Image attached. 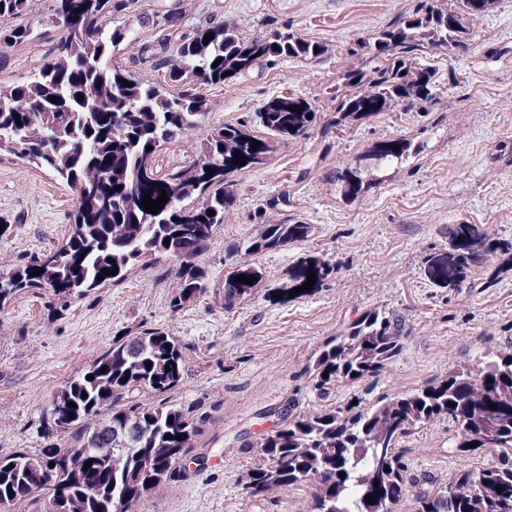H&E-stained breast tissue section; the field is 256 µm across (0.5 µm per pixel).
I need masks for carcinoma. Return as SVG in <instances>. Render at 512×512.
Returning <instances> with one entry per match:
<instances>
[{
    "mask_svg": "<svg viewBox=\"0 0 512 512\" xmlns=\"http://www.w3.org/2000/svg\"><path fill=\"white\" fill-rule=\"evenodd\" d=\"M30 2L0 0V41L18 46L31 39L30 25H4L27 14ZM55 2L53 16L65 19L76 11L96 26L63 33L53 59L29 79L0 88V101L10 104L0 111V137L8 140L0 149L65 180L79 205L54 254L0 273V309L32 289L83 298L125 280L141 264L174 259L170 307L177 311L205 289L197 259L234 205L230 177L263 163L277 141L306 134L318 118L310 100L287 94L255 113L264 137L244 122L207 128L200 122L206 114L203 87L230 83L264 61L316 58L323 47L280 30L246 39L228 22L198 28L190 37L179 33V17L167 12L156 16V25L167 34L142 53L153 59L172 52L162 60L169 64L168 79L187 89L169 96L162 86L114 64L115 50L131 39L133 30L112 24V16L129 8V0ZM493 2L456 0L451 8L424 0L416 17L357 43L352 51L356 65L336 84L332 126L340 130L399 103L432 100L434 72L417 62V51L425 46L466 48L467 21ZM219 57L222 62L214 64ZM198 73L202 81L195 84L191 77ZM193 130L201 133L200 154L159 169L161 147ZM255 140L260 146L250 147ZM409 148L402 140L379 143L372 156L399 161ZM238 155L244 164H233ZM364 159L361 155L355 164L336 169V183L348 201L369 188L361 177ZM163 191L167 202L158 213L144 209L145 195L155 200ZM311 232L312 226L300 221L264 224L246 245L234 246L245 257L224 276V309L253 299L264 280L248 256L303 241ZM448 238V248L428 259L429 276L441 288L460 287L473 266L496 254L512 261V242L492 237L481 224H456ZM38 269L42 274L32 275ZM104 269L109 274L100 280ZM330 271L329 263L304 258L293 273L294 286H302L311 273L318 285ZM241 274L252 284L235 281ZM406 338L400 317L365 312L347 332L327 341L307 368L313 388L325 400L340 383L380 375ZM184 370L183 346L159 328L113 341L48 402L46 416L66 433L68 443L36 456L19 451L0 458V512L22 505L30 512H113V503L123 498L132 509L180 478L181 458L194 447L205 417L182 406L140 403L137 396L170 391ZM280 414L278 429L259 442L262 462L244 472L251 497L310 484L315 492L308 512H387V503L399 505L409 497L416 512H512L511 351L487 352L478 363L366 411L329 404L308 413L289 406ZM439 418L456 426L458 452L492 446L501 449L498 457L479 469L459 470L446 484L428 473L410 475L400 440ZM88 461L92 465L86 469ZM37 469L51 473L45 490L34 486ZM371 494L375 500L368 504L365 496Z\"/></svg>",
    "mask_w": 512,
    "mask_h": 512,
    "instance_id": "1",
    "label": "carcinoma"
}]
</instances>
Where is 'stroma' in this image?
Returning a JSON list of instances; mask_svg holds the SVG:
<instances>
[{"instance_id":"35a3bbf8","label":"stroma","mask_w":512,"mask_h":512,"mask_svg":"<svg viewBox=\"0 0 512 512\" xmlns=\"http://www.w3.org/2000/svg\"><path fill=\"white\" fill-rule=\"evenodd\" d=\"M422 0H135L121 22L135 31L116 63L135 75L167 83L164 66L143 58L163 30L150 18L181 12V31L234 22L253 38L287 30L320 43L312 60L257 65L233 82L203 90L210 124L247 121L270 99L293 93L315 99L322 121L332 118L336 84L349 50L415 13ZM52 0H33L31 40L0 56V87L28 79L50 60L58 28L40 25ZM464 50L421 52L436 69L434 97L399 105L350 129L279 141L269 159L237 178L233 211L199 263L206 290L172 311L175 261L136 268L122 283L83 299L44 290L14 298L0 311V457L36 455L63 442L45 418L50 396L111 347L120 335L158 327L185 348V370L170 403L193 406L207 420L190 451L195 463L181 480L139 504L136 512H307L313 487L249 496L241 476L261 462L258 443L272 429L269 408L292 402L298 412L333 403L365 410L424 388L475 363L488 351H512V270L496 287H482L484 269L468 284L440 288L428 275L431 255L448 245L456 224H483L512 241V165L498 157L512 140V0H495L469 21ZM402 139L412 150L399 163L367 158L372 146ZM360 160L370 187L346 200L336 170ZM75 193L53 174L0 151V272L54 249L72 224ZM295 219L312 227L308 239L254 254L265 279L249 303L225 310L220 288L235 244L252 237L260 219ZM308 256L328 260L332 273L314 292L280 299L295 265ZM403 317L408 337L380 375L336 386L322 400L305 372L323 345L362 313ZM446 420L422 426L399 444L412 473L451 481L477 469L493 449L460 454Z\"/></svg>"}]
</instances>
